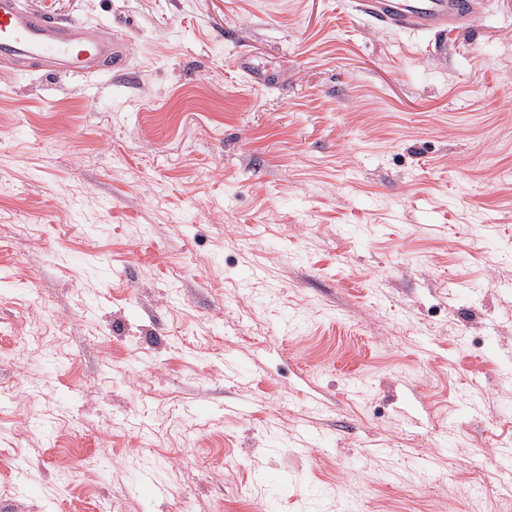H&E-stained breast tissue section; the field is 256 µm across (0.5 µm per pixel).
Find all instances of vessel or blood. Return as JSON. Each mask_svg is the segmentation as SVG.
<instances>
[{
	"instance_id": "vessel-or-blood-1",
	"label": "vessel or blood",
	"mask_w": 512,
	"mask_h": 512,
	"mask_svg": "<svg viewBox=\"0 0 512 512\" xmlns=\"http://www.w3.org/2000/svg\"><path fill=\"white\" fill-rule=\"evenodd\" d=\"M477 0H362L378 22L409 33L454 31L477 9ZM127 43L95 25L62 20L21 0H0V64L51 65L53 73L82 75L94 69L123 70Z\"/></svg>"
}]
</instances>
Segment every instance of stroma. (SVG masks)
<instances>
[{
  "label": "stroma",
  "instance_id": "35a3bbf8",
  "mask_svg": "<svg viewBox=\"0 0 512 512\" xmlns=\"http://www.w3.org/2000/svg\"><path fill=\"white\" fill-rule=\"evenodd\" d=\"M41 4L133 52L0 74V512H512V0ZM476 0H366L359 7L375 20L409 33L452 32L477 9Z\"/></svg>",
  "mask_w": 512,
  "mask_h": 512
}]
</instances>
